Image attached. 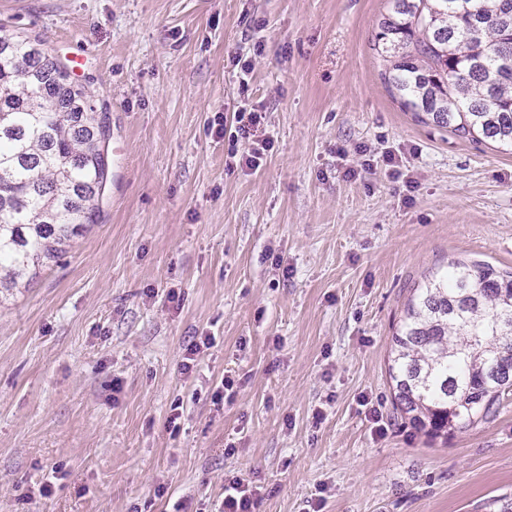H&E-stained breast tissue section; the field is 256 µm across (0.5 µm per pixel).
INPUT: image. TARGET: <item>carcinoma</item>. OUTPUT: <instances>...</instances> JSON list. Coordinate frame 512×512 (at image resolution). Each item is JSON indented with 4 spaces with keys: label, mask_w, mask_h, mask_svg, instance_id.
<instances>
[{
    "label": "carcinoma",
    "mask_w": 512,
    "mask_h": 512,
    "mask_svg": "<svg viewBox=\"0 0 512 512\" xmlns=\"http://www.w3.org/2000/svg\"><path fill=\"white\" fill-rule=\"evenodd\" d=\"M374 50L401 107L425 125L512 149V0H389ZM109 127L36 37L0 32V293L24 288L94 223L110 177ZM392 404L448 439L512 392V270L451 261L391 338Z\"/></svg>",
    "instance_id": "carcinoma-1"
}]
</instances>
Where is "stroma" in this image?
<instances>
[{"label":"stroma","instance_id":"stroma-1","mask_svg":"<svg viewBox=\"0 0 512 512\" xmlns=\"http://www.w3.org/2000/svg\"><path fill=\"white\" fill-rule=\"evenodd\" d=\"M387 8L0 0L89 90L116 161L95 223L0 296V512H218L235 477L253 512L512 497V396L446 440L392 413L412 290L453 260L512 269V154L391 97ZM244 103L274 139L255 170L214 126Z\"/></svg>","mask_w":512,"mask_h":512}]
</instances>
